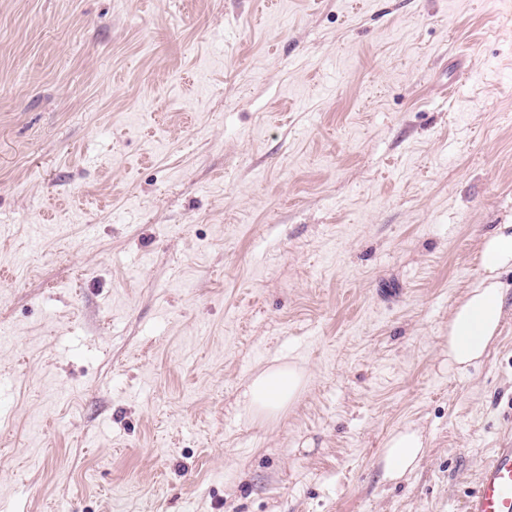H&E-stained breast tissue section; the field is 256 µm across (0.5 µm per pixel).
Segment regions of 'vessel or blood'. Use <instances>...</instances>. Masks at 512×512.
I'll return each mask as SVG.
<instances>
[{
  "label": "vessel or blood",
  "mask_w": 512,
  "mask_h": 512,
  "mask_svg": "<svg viewBox=\"0 0 512 512\" xmlns=\"http://www.w3.org/2000/svg\"><path fill=\"white\" fill-rule=\"evenodd\" d=\"M466 512H512V440L481 467Z\"/></svg>",
  "instance_id": "obj_1"
}]
</instances>
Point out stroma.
Returning a JSON list of instances; mask_svg holds the SVG:
<instances>
[{
    "mask_svg": "<svg viewBox=\"0 0 512 512\" xmlns=\"http://www.w3.org/2000/svg\"><path fill=\"white\" fill-rule=\"evenodd\" d=\"M502 224L512 0H0V512H465L512 270L478 366L448 317ZM306 386L302 366L275 359L250 378L244 392L246 409L255 418L273 423L288 412ZM425 453L424 437L419 429L405 425L394 429L381 451L383 478L396 481L412 472Z\"/></svg>",
    "mask_w": 512,
    "mask_h": 512,
    "instance_id": "1",
    "label": "stroma"
}]
</instances>
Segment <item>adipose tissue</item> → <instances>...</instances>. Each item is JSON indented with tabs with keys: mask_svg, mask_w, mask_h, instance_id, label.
<instances>
[{
	"mask_svg": "<svg viewBox=\"0 0 512 512\" xmlns=\"http://www.w3.org/2000/svg\"><path fill=\"white\" fill-rule=\"evenodd\" d=\"M512 268V230L500 227L487 235L480 248L481 275L456 302L448 318V365L465 371L476 365L497 342L504 315L502 270ZM307 385V374L294 362L273 360L254 374L244 392L247 410L272 423L284 415ZM425 453L419 429H394L381 451L383 477L396 481L412 472Z\"/></svg>",
	"mask_w": 512,
	"mask_h": 512,
	"instance_id": "ef3b65f1",
	"label": "adipose tissue"
}]
</instances>
